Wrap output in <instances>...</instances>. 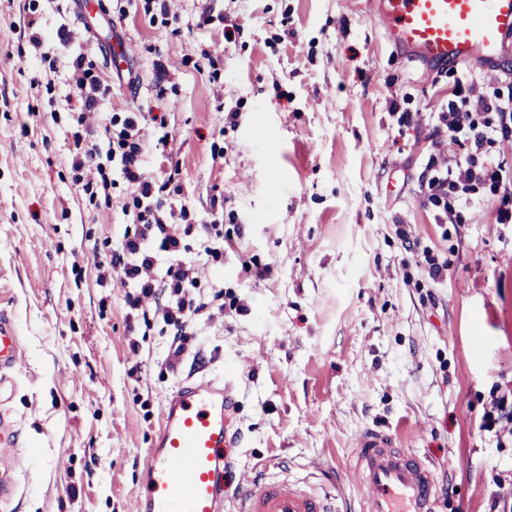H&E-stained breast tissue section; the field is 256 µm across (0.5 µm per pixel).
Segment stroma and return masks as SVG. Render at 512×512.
Wrapping results in <instances>:
<instances>
[{
    "instance_id": "1",
    "label": "stroma",
    "mask_w": 512,
    "mask_h": 512,
    "mask_svg": "<svg viewBox=\"0 0 512 512\" xmlns=\"http://www.w3.org/2000/svg\"><path fill=\"white\" fill-rule=\"evenodd\" d=\"M377 2L172 0L164 12L93 0L120 20L115 32L87 29L79 0H0V312L26 359L0 412L18 453L39 459L16 512H136L165 400L225 377L238 487L262 472L355 506L352 444L380 428L437 466L449 493L437 512L496 501L512 512L499 483L512 430L483 426L493 397L512 392V120L486 116L500 186L451 211L427 190L469 152L449 142L441 112L475 85L512 102V54L493 72L480 61L423 70L388 43ZM63 23L77 43H58ZM116 37L135 48L118 68ZM77 51L107 88L105 111L165 117L167 147L144 128L148 171L173 212L218 222L224 237L217 259L185 239L198 292L224 310L190 322L175 371L160 323L98 278L134 210L120 167L111 199L75 182Z\"/></svg>"
}]
</instances>
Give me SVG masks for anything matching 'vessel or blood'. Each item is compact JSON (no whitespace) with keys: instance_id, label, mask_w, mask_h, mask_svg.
Masks as SVG:
<instances>
[{"instance_id":"obj_1","label":"vessel or blood","mask_w":512,"mask_h":512,"mask_svg":"<svg viewBox=\"0 0 512 512\" xmlns=\"http://www.w3.org/2000/svg\"><path fill=\"white\" fill-rule=\"evenodd\" d=\"M385 36L409 61L429 67L498 63L512 38V0H380ZM12 319L0 314V384L21 363ZM232 381H191L167 399L162 426L141 472L138 512H223L233 429ZM16 430L0 417V506L17 499L20 463L9 453ZM351 479L361 512H436L442 493L437 471L392 434L365 429L354 442ZM237 512H335L331 497L262 481L238 494Z\"/></svg>"}]
</instances>
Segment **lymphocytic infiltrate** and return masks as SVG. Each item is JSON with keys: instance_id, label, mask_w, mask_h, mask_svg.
I'll return each mask as SVG.
<instances>
[{"instance_id": "f902f5d3", "label": "lymphocytic infiltrate", "mask_w": 512, "mask_h": 512, "mask_svg": "<svg viewBox=\"0 0 512 512\" xmlns=\"http://www.w3.org/2000/svg\"><path fill=\"white\" fill-rule=\"evenodd\" d=\"M71 87L79 97L82 110L76 122L84 131L100 129L102 146H91L75 151L72 165L78 172L82 188H97L107 192L112 184L108 171L113 162H120L128 182L140 222L138 230L123 236L119 251L100 262L104 276H119L128 287L127 304L131 309L153 307L155 316L169 333L164 362L168 367L180 365L191 339L187 331L193 317L205 312L206 302L198 299L194 268L182 261L184 238L190 233L202 234L206 250L213 256L224 253V238L212 224H171L161 212L162 201L156 182L146 168L145 154L149 147L141 136V119L133 113L112 115L109 122L99 116L102 87L92 72V65L84 54H76L70 62ZM501 106L492 96L477 92L464 101L462 108L443 113L442 120L452 141H465L470 152L434 176L429 183L432 199L454 195L459 204L469 202L476 185L502 179L500 167L488 158L489 146L494 142V130L489 124L478 123L483 112L500 111Z\"/></svg>"}]
</instances>
